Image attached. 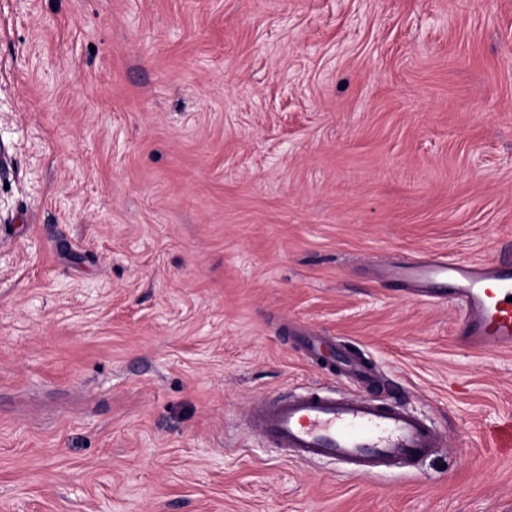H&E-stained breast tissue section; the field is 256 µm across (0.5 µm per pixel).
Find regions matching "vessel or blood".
<instances>
[{
    "label": "vessel or blood",
    "instance_id": "obj_1",
    "mask_svg": "<svg viewBox=\"0 0 512 512\" xmlns=\"http://www.w3.org/2000/svg\"><path fill=\"white\" fill-rule=\"evenodd\" d=\"M385 279L410 295L436 297L446 289L460 309L458 335L476 352H512V253L476 264L439 258L399 261ZM339 374L373 387L372 365L349 351L332 353ZM253 425L296 458H330L353 473L372 474L431 457L440 446L434 424L399 402L372 395L336 396L308 387L301 393L263 403Z\"/></svg>",
    "mask_w": 512,
    "mask_h": 512
}]
</instances>
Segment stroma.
I'll use <instances>...</instances> for the list:
<instances>
[{
	"instance_id": "1",
	"label": "stroma",
	"mask_w": 512,
	"mask_h": 512,
	"mask_svg": "<svg viewBox=\"0 0 512 512\" xmlns=\"http://www.w3.org/2000/svg\"><path fill=\"white\" fill-rule=\"evenodd\" d=\"M0 512H505L512 353L375 266L512 246V0H0ZM375 367L406 471L247 417ZM331 359L340 375L356 380L367 389L375 385L376 373L368 361L352 356L348 350L331 352Z\"/></svg>"
}]
</instances>
